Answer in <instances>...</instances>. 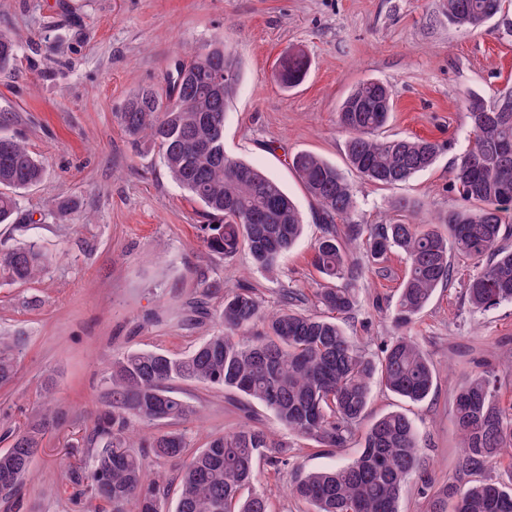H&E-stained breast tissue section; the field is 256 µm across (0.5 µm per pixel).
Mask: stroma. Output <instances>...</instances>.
Listing matches in <instances>:
<instances>
[{
    "label": "stroma",
    "mask_w": 512,
    "mask_h": 512,
    "mask_svg": "<svg viewBox=\"0 0 512 512\" xmlns=\"http://www.w3.org/2000/svg\"><path fill=\"white\" fill-rule=\"evenodd\" d=\"M444 0H0V29L18 44L13 68L0 73V125L46 165L43 181L20 200L19 220L0 224V250L34 242L50 256L27 283L0 280V336H19L14 379L0 385V452L9 430L40 416L51 399L60 422L43 440L26 476L24 512H88L65 479L69 461L86 454L103 407L113 356L132 349L181 355L210 336L225 292L252 287L265 310L282 288L305 296L322 287L310 263L320 235L315 206L289 165L299 151L345 171L357 190L361 224L396 217L407 198L425 217L458 207L449 189L455 159L471 130L464 99L495 100L512 89V33L494 20L479 32L449 25ZM223 39L240 78L227 107L224 150L276 179L294 199L304 231L275 268H257L247 251L227 258L206 248L203 208L169 176L157 155L134 147L118 114L139 88L165 87L176 53ZM302 50L304 82L280 87L276 64ZM377 79L393 95L386 135L418 136L443 149L433 167L386 188L364 181L346 159L337 112L359 83ZM391 253L382 276L356 286L346 331L369 352L397 331L377 302L394 300L405 272ZM220 292L204 294L203 281ZM466 271L436 290L411 329L431 355L437 381L411 403L373 386L370 417L406 413L419 432L424 469L435 484L467 482L459 465L453 397L462 382L495 368L502 406L512 405V303L474 311ZM192 415L179 423L189 447L249 424L284 448L260 461L256 479L272 512H307L288 489L305 472L353 460L354 438L333 451L289 436L257 402L218 386L181 383Z\"/></svg>",
    "instance_id": "35a3bbf8"
}]
</instances>
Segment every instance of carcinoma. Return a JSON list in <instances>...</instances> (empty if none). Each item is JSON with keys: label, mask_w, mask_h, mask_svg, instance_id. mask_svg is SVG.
<instances>
[{"label": "carcinoma", "mask_w": 512, "mask_h": 512, "mask_svg": "<svg viewBox=\"0 0 512 512\" xmlns=\"http://www.w3.org/2000/svg\"><path fill=\"white\" fill-rule=\"evenodd\" d=\"M448 23L477 31L506 13V0H446ZM17 55L12 38L0 33V71ZM310 68L302 52L279 60L277 79L285 89L302 84ZM238 64L216 40L179 57L164 91L143 87L119 113L125 135L157 151L171 178L205 208L213 223L203 225L212 251L234 256L246 247L254 264L269 269L300 238L301 215L278 181L249 163L224 153L227 103L238 81ZM512 93L488 103L472 93L465 100L472 139L455 160L450 189L466 205L431 220L357 224L354 187L334 165L308 152L291 157V167L316 203L321 235L312 264L326 285L314 295L319 313L298 308L285 288L280 308L267 313L250 288L224 294L219 327L190 353L171 356L137 350L112 359L105 403L87 452L68 472L75 499L112 504V512H269L262 488L254 486L255 465L277 447L262 429L243 425L213 437L188 453L181 432L158 435L149 444L157 458L183 461L175 510L167 508L157 480L149 477L147 453L134 451L128 421L179 422L193 414L175 388L179 381L221 386L273 412L288 433L324 448L348 446L365 421L372 384L419 402L436 382L429 354L409 329L436 288L448 284L453 259L478 264L465 297L477 310L512 301ZM393 112L387 84L360 83L344 100L338 122L349 134L347 159L365 180L395 186L431 168L441 150L432 140L388 137L379 132ZM45 167L15 137L0 133V224H13L19 197L39 184ZM398 251L406 273L389 317L399 335L373 357L342 327L357 306L355 284ZM486 265H480L481 260ZM50 262L34 242L0 253V278L13 283L35 278ZM22 338L0 339V383L15 373ZM498 375L486 371L457 389L453 422L459 434L461 467L481 473L502 470L501 478L467 487L433 488L421 480L428 512H512V407L499 405ZM54 419L14 429L11 446L0 452V499L23 508L17 488ZM419 438L413 421L391 411L363 434L358 456L310 471L291 494L311 512H400L407 479L420 473Z\"/></svg>", "instance_id": "obj_1"}]
</instances>
